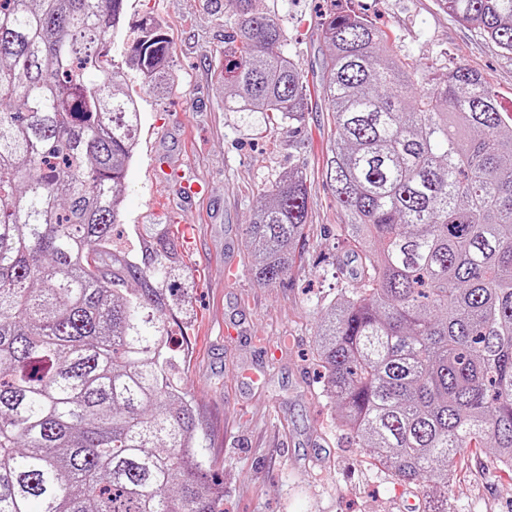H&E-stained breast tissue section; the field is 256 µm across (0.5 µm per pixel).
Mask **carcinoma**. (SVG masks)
<instances>
[{
    "label": "carcinoma",
    "mask_w": 512,
    "mask_h": 512,
    "mask_svg": "<svg viewBox=\"0 0 512 512\" xmlns=\"http://www.w3.org/2000/svg\"><path fill=\"white\" fill-rule=\"evenodd\" d=\"M230 2L224 110L302 123L310 89L279 19ZM440 2L512 54V0ZM125 12L0 0V512H223L169 356V247L146 269L98 262L140 124L112 59ZM321 34L327 177L359 258L314 336L323 396L390 477L435 492L424 512H448L457 455L493 448L512 469V115L476 71H405L361 14ZM172 54L151 20L126 65L149 83ZM309 208L298 165L260 195L257 281L287 275Z\"/></svg>",
    "instance_id": "carcinoma-1"
}]
</instances>
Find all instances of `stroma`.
Returning a JSON list of instances; mask_svg holds the SVG:
<instances>
[{"instance_id":"35a3bbf8","label":"stroma","mask_w":512,"mask_h":512,"mask_svg":"<svg viewBox=\"0 0 512 512\" xmlns=\"http://www.w3.org/2000/svg\"><path fill=\"white\" fill-rule=\"evenodd\" d=\"M285 54L311 96L303 123L243 122L224 109V25L216 0H127L112 57L124 63L140 24L157 18L174 52L156 83L128 80L139 102L137 149L115 233L152 266L174 246L165 285L179 386L197 422L199 459L224 486V512H423L422 488L397 483L335 418L322 395L313 339L319 313L358 260L335 232L342 218L326 179L332 114L320 89L318 23L351 11L384 22L406 68L439 78L477 71L512 109V56L439 0H264ZM300 167L311 207L296 262L280 282L250 271L244 243L260 193ZM488 449L467 454L448 486V512H512V471L488 476Z\"/></svg>"}]
</instances>
